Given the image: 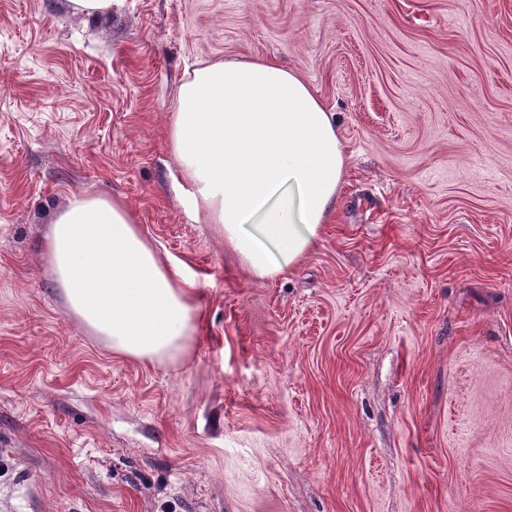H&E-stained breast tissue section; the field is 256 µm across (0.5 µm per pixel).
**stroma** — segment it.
I'll use <instances>...</instances> for the list:
<instances>
[{"instance_id": "35a3bbf8", "label": "stroma", "mask_w": 512, "mask_h": 512, "mask_svg": "<svg viewBox=\"0 0 512 512\" xmlns=\"http://www.w3.org/2000/svg\"><path fill=\"white\" fill-rule=\"evenodd\" d=\"M228 61L303 79L345 159L273 281L168 147ZM84 191L196 280L181 357L58 295L42 245ZM0 512H512V0H0Z\"/></svg>"}]
</instances>
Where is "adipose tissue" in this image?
Instances as JSON below:
<instances>
[{
  "label": "adipose tissue",
  "instance_id": "obj_1",
  "mask_svg": "<svg viewBox=\"0 0 512 512\" xmlns=\"http://www.w3.org/2000/svg\"><path fill=\"white\" fill-rule=\"evenodd\" d=\"M177 102L169 146L195 207L255 279L290 273L337 199L344 158L330 113L305 81L269 62L201 67ZM43 249L69 308L113 352L159 363L195 336L194 280L159 260L121 201L75 194Z\"/></svg>",
  "mask_w": 512,
  "mask_h": 512
}]
</instances>
